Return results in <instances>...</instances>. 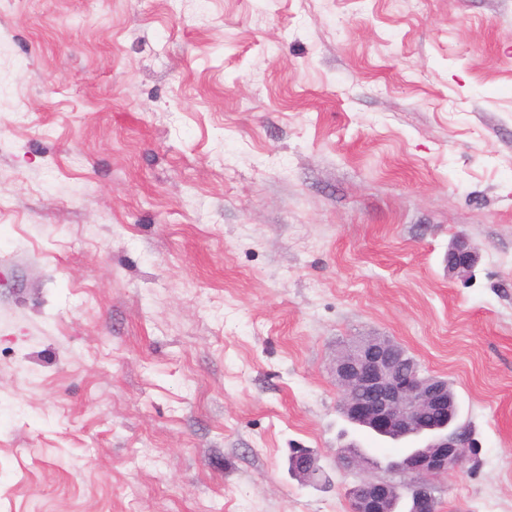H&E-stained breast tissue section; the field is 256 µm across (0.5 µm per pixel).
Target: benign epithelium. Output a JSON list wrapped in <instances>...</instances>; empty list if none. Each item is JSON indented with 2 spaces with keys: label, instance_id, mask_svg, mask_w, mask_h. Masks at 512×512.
Instances as JSON below:
<instances>
[{
  "label": "benign epithelium",
  "instance_id": "1",
  "mask_svg": "<svg viewBox=\"0 0 512 512\" xmlns=\"http://www.w3.org/2000/svg\"><path fill=\"white\" fill-rule=\"evenodd\" d=\"M448 255V272L461 277L471 274L479 260V253L463 237L453 241ZM404 355L388 338L364 336L343 345L331 374L344 418L381 437L421 442L394 462L391 471L409 478L405 512H437L433 480L460 468L477 442L458 418L448 380L424 374L416 361ZM336 455L344 469L361 474L347 489L350 512H395L392 483L373 474L367 457L349 444L337 448ZM290 467L306 483L323 480L318 459L308 448L292 451Z\"/></svg>",
  "mask_w": 512,
  "mask_h": 512
}]
</instances>
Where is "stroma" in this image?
Returning a JSON list of instances; mask_svg holds the SVG:
<instances>
[{
    "mask_svg": "<svg viewBox=\"0 0 512 512\" xmlns=\"http://www.w3.org/2000/svg\"><path fill=\"white\" fill-rule=\"evenodd\" d=\"M367 334L512 512V0H0V512H349ZM448 255V273L461 277L471 275L479 260V253L463 237H458L453 241ZM290 467L291 472L306 483L318 484L323 480L318 459L309 448H294L290 456Z\"/></svg>",
    "mask_w": 512,
    "mask_h": 512,
    "instance_id": "obj_1",
    "label": "stroma"
}]
</instances>
